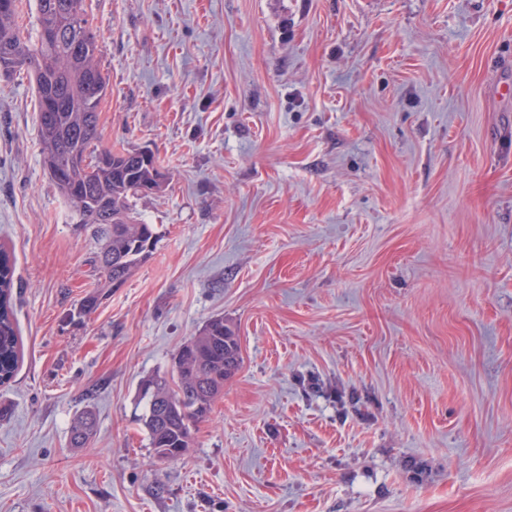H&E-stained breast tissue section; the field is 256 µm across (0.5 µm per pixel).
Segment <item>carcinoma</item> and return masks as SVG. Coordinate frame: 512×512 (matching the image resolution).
<instances>
[{
	"label": "carcinoma",
	"mask_w": 512,
	"mask_h": 512,
	"mask_svg": "<svg viewBox=\"0 0 512 512\" xmlns=\"http://www.w3.org/2000/svg\"><path fill=\"white\" fill-rule=\"evenodd\" d=\"M19 0L0 14V72L24 70L35 85L38 136L44 166L71 211L73 223L104 242L94 259L104 286L121 287L151 256L153 225L134 209L135 200L162 192L167 176L148 150L96 151L98 108L108 88L99 65V34L84 0H35L38 35L29 39L17 24ZM14 265L0 256V386L17 369L18 334L11 305ZM240 367L234 331L224 318L211 319L184 343L171 373L141 380L137 423L160 459L183 457L197 426L208 420L224 381ZM97 417L87 407L74 420L72 448L88 445Z\"/></svg>",
	"instance_id": "obj_1"
}]
</instances>
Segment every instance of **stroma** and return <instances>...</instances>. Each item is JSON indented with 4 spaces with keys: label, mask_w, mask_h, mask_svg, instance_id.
<instances>
[{
    "label": "stroma",
    "mask_w": 512,
    "mask_h": 512,
    "mask_svg": "<svg viewBox=\"0 0 512 512\" xmlns=\"http://www.w3.org/2000/svg\"><path fill=\"white\" fill-rule=\"evenodd\" d=\"M84 5L98 146L170 180L136 202L148 261L97 288L34 86L0 75V512H512V0ZM215 317L241 365L159 459L138 384ZM14 265L6 253L0 257V386L8 384L17 369L18 334L11 305ZM97 430V417L88 406L74 420L69 436V445L73 448H84L88 445Z\"/></svg>",
    "instance_id": "35a3bbf8"
}]
</instances>
